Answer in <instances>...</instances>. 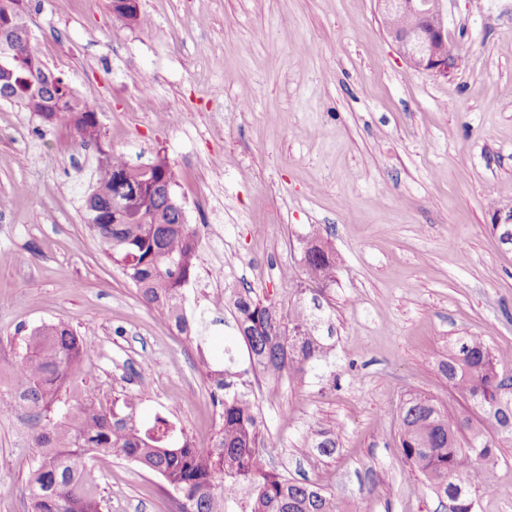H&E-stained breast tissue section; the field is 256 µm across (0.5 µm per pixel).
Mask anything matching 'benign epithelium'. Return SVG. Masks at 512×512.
Instances as JSON below:
<instances>
[{
    "instance_id": "1",
    "label": "benign epithelium",
    "mask_w": 512,
    "mask_h": 512,
    "mask_svg": "<svg viewBox=\"0 0 512 512\" xmlns=\"http://www.w3.org/2000/svg\"><path fill=\"white\" fill-rule=\"evenodd\" d=\"M382 25L407 62L445 76L457 59L448 47L444 0H377Z\"/></svg>"
}]
</instances>
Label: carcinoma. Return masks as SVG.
<instances>
[{"label":"carcinoma","mask_w":512,"mask_h":512,"mask_svg":"<svg viewBox=\"0 0 512 512\" xmlns=\"http://www.w3.org/2000/svg\"><path fill=\"white\" fill-rule=\"evenodd\" d=\"M18 0H0V100L15 103L53 124L69 127L78 142L99 153L94 184L86 195L84 220L105 255L117 264L143 301L191 337L182 312L184 287L195 274L199 240L183 223L164 185L174 182L166 157L151 166H131L123 155L101 146L97 110L90 100L38 61ZM115 17L129 28L147 24L137 7L114 3ZM306 279L284 312L255 300L244 289L233 300L239 337L250 365L270 376L269 390L283 373L302 378L329 358L333 327L323 310L322 292L336 282V264L321 242L311 238L304 251ZM92 346L63 320L34 328L25 351L10 365L11 392L0 408L23 405L35 420L39 454L28 477L30 512H103L98 455H115L159 475L176 495L178 512H225L227 501L249 491L248 512H339L323 489L288 480L261 462V417L249 397V370L234 360L215 368L198 350L197 371L207 384L220 423L209 448L195 446L185 429L155 415L143 428L136 415L141 393L124 395L122 410L84 399L74 386ZM500 356L474 336L448 343L439 370L467 404L450 416L428 396H409L401 408L398 453L444 512H473V495L487 493L482 462L491 461L499 442L512 440V376L498 371Z\"/></svg>","instance_id":"obj_1"}]
</instances>
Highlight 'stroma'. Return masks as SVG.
I'll use <instances>...</instances> for the list:
<instances>
[{"label": "stroma", "mask_w": 512, "mask_h": 512, "mask_svg": "<svg viewBox=\"0 0 512 512\" xmlns=\"http://www.w3.org/2000/svg\"><path fill=\"white\" fill-rule=\"evenodd\" d=\"M129 28L108 0H29L39 59L97 106L102 142L134 165L165 155L200 241L185 309L203 346L161 324L84 223L98 153L63 125L0 101V369L58 320L96 346L82 389L111 406L140 392L210 447L218 419L198 350L237 341L231 291L287 309L303 243L336 261L323 304L333 351L305 378L250 376L263 459L333 494L342 512H436L398 454L409 395L464 404L439 370L474 336L512 375V0H445L448 76L411 67L376 0H140ZM223 268L220 277L209 276ZM26 409L0 417V512H28L38 455ZM332 433V453L316 447ZM105 512H172L155 474L100 456ZM474 512H512V441L485 466Z\"/></svg>", "instance_id": "1"}]
</instances>
